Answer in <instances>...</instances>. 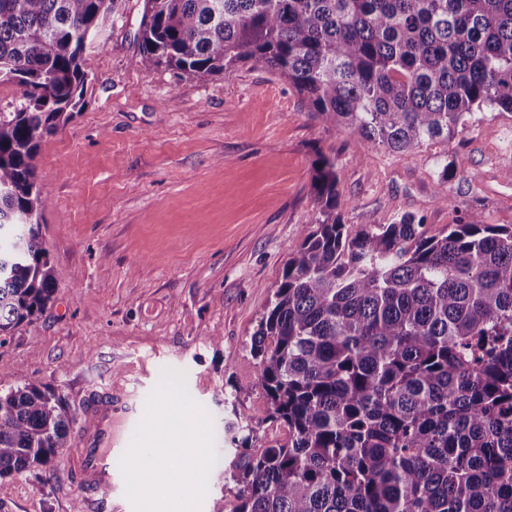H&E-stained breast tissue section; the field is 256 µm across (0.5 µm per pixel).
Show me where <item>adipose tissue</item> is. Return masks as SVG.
Here are the masks:
<instances>
[{
  "label": "adipose tissue",
  "mask_w": 512,
  "mask_h": 512,
  "mask_svg": "<svg viewBox=\"0 0 512 512\" xmlns=\"http://www.w3.org/2000/svg\"><path fill=\"white\" fill-rule=\"evenodd\" d=\"M178 474H171L167 465L151 461L149 468L132 467L130 484L136 497L149 502L151 512H170L177 500L190 499L193 477L204 465L207 451L203 448H181Z\"/></svg>",
  "instance_id": "ef3b65f1"
}]
</instances>
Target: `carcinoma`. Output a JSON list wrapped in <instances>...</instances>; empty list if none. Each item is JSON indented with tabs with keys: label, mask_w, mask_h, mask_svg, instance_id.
I'll return each instance as SVG.
<instances>
[{
	"label": "carcinoma",
	"mask_w": 512,
	"mask_h": 512,
	"mask_svg": "<svg viewBox=\"0 0 512 512\" xmlns=\"http://www.w3.org/2000/svg\"><path fill=\"white\" fill-rule=\"evenodd\" d=\"M114 0H0V335L57 291L35 159L84 106L88 39ZM140 66L248 65L288 81L358 151L404 152L512 114V0H145ZM336 159L250 354L288 438L234 464L233 512H512V225L467 213L348 234ZM63 398L0 381V478L51 468Z\"/></svg>",
	"instance_id": "cac0c4a2"
}]
</instances>
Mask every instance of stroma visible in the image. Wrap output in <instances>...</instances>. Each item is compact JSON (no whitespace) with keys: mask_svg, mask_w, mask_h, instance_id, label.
<instances>
[{"mask_svg":"<svg viewBox=\"0 0 512 512\" xmlns=\"http://www.w3.org/2000/svg\"><path fill=\"white\" fill-rule=\"evenodd\" d=\"M144 3L116 0L88 43L82 110L40 146L57 292L0 336V379L60 394L74 432L87 395L108 386L133 396L130 422L116 427L117 467L157 435L201 444L210 462L187 512H211L219 498L232 512V461L244 446L286 439L266 418L250 346L291 249L319 216L317 154L336 160L349 233L410 217L439 235L467 212L512 224V116L485 108L451 141L362 153L269 72L145 71ZM447 167L445 205L435 190ZM208 330L223 343L204 342ZM73 452L60 449L52 472L0 478V512H71Z\"/></svg>","mask_w":512,"mask_h":512,"instance_id":"1","label":"stroma"}]
</instances>
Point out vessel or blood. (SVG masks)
<instances>
[{
  "label": "vessel or blood",
  "mask_w": 512,
  "mask_h": 512,
  "mask_svg": "<svg viewBox=\"0 0 512 512\" xmlns=\"http://www.w3.org/2000/svg\"><path fill=\"white\" fill-rule=\"evenodd\" d=\"M114 413L111 389H104L84 402V423L76 435L71 466L82 512H105L107 494L114 487Z\"/></svg>",
  "instance_id": "1"
}]
</instances>
